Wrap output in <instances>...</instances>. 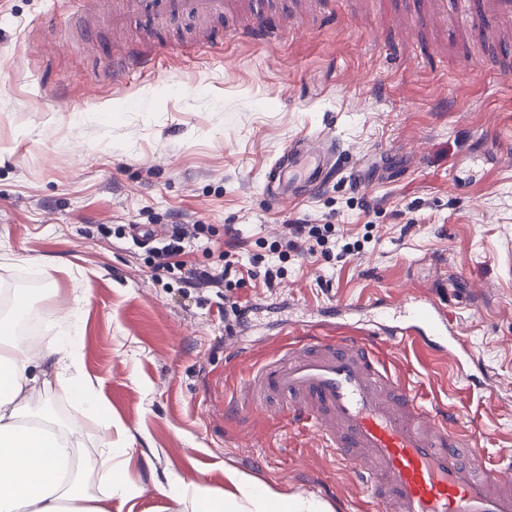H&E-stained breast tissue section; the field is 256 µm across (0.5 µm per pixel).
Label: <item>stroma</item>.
<instances>
[{
	"label": "stroma",
	"instance_id": "stroma-1",
	"mask_svg": "<svg viewBox=\"0 0 512 512\" xmlns=\"http://www.w3.org/2000/svg\"><path fill=\"white\" fill-rule=\"evenodd\" d=\"M408 5L331 0L271 44L238 36L236 16L209 46L134 18L122 41L158 67L117 90L110 31L92 52L67 0H0V289L35 284L42 340L89 290L84 370L135 450L126 473L139 493L113 498V512H183L161 486L202 480L221 490L230 468L326 512H373L313 434L284 429L270 411L225 419L221 402L321 307L444 297L451 276L482 288L452 313L490 393L466 390L414 343L378 351L422 403L454 406L484 431L485 459L512 448V167L492 155L512 148V77L451 29L390 57L395 13ZM318 135L372 177L368 195L337 176L318 195L269 203L267 167L290 141ZM322 215L349 251L289 254L272 288L250 275L286 221ZM194 223L214 250L184 260L208 268L229 252L235 272L223 287H184L131 237L135 225L163 239ZM232 302L249 307L246 320L227 313ZM230 347L247 350L234 367Z\"/></svg>",
	"mask_w": 512,
	"mask_h": 512
}]
</instances>
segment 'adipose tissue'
Returning a JSON list of instances; mask_svg holds the SVG:
<instances>
[{"label": "adipose tissue", "mask_w": 512, "mask_h": 512, "mask_svg": "<svg viewBox=\"0 0 512 512\" xmlns=\"http://www.w3.org/2000/svg\"><path fill=\"white\" fill-rule=\"evenodd\" d=\"M88 302V295L74 297L70 334L49 337L35 349L18 332L30 294L9 292L0 305V512H112L114 495L136 493L122 477L129 444L108 439L98 455L84 454L79 426L61 420L49 403L51 393L62 392L83 417L112 429L108 402L81 369L78 330ZM96 476L103 485L95 492ZM224 477L226 492L202 481L174 482L162 492L190 512H322L318 503L258 486L237 470H225Z\"/></svg>", "instance_id": "obj_1"}]
</instances>
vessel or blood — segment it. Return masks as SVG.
<instances>
[{
  "label": "vessel or blood",
  "mask_w": 512,
  "mask_h": 512,
  "mask_svg": "<svg viewBox=\"0 0 512 512\" xmlns=\"http://www.w3.org/2000/svg\"><path fill=\"white\" fill-rule=\"evenodd\" d=\"M75 14L88 37L101 28L120 30L137 12L151 21L221 18L233 0H74ZM242 36L263 42L274 31L258 5H248ZM459 19L462 40L478 39L483 58L502 73L512 72V0H415L402 29L405 41L425 30ZM113 83L122 84L155 67L153 60L110 48ZM335 142L302 137L284 151L286 165H271L265 193L281 203L299 188L313 192L332 174ZM377 315L372 338L332 335L356 311L333 306L331 320L286 343L275 359L257 367L235 399L224 403V416L258 409L259 398L275 399L289 426L311 431L332 449L338 464L352 467L378 512H512V448L496 462L481 460L483 431L466 425L450 408L419 403L380 361L374 340L412 342L464 372L469 388L481 390V360L458 338L450 305L430 296H405L395 311L382 301L369 305Z\"/></svg>",
  "instance_id": "obj_1"
}]
</instances>
